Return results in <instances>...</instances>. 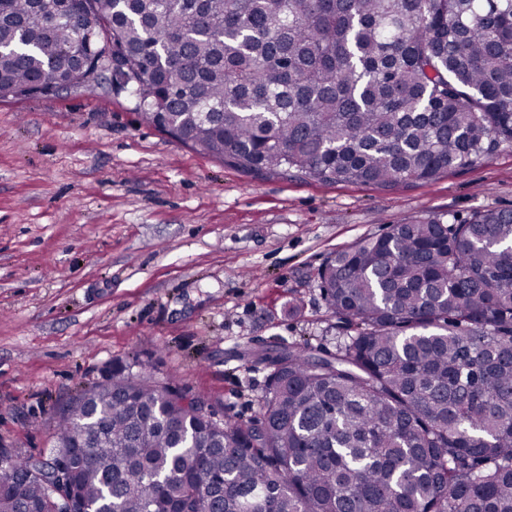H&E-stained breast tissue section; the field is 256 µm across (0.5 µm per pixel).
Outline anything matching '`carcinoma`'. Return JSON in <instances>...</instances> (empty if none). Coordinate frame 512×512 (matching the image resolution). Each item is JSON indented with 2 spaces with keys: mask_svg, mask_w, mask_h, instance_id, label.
<instances>
[{
  "mask_svg": "<svg viewBox=\"0 0 512 512\" xmlns=\"http://www.w3.org/2000/svg\"><path fill=\"white\" fill-rule=\"evenodd\" d=\"M0 0V87L74 75L87 11L141 117L254 175L382 189L512 143V0ZM347 332L292 344L257 417L118 366L0 459V512H512V209L391 224L327 259Z\"/></svg>",
  "mask_w": 512,
  "mask_h": 512,
  "instance_id": "obj_1",
  "label": "carcinoma"
}]
</instances>
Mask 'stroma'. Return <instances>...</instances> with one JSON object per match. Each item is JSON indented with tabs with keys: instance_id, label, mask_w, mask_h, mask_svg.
<instances>
[{
	"instance_id": "obj_1",
	"label": "stroma",
	"mask_w": 512,
	"mask_h": 512,
	"mask_svg": "<svg viewBox=\"0 0 512 512\" xmlns=\"http://www.w3.org/2000/svg\"><path fill=\"white\" fill-rule=\"evenodd\" d=\"M512 209V145L384 190L253 176L145 123L108 86L0 98V448L49 458L53 418L113 367L145 366L247 422L256 352L335 348L318 272L428 214Z\"/></svg>"
}]
</instances>
